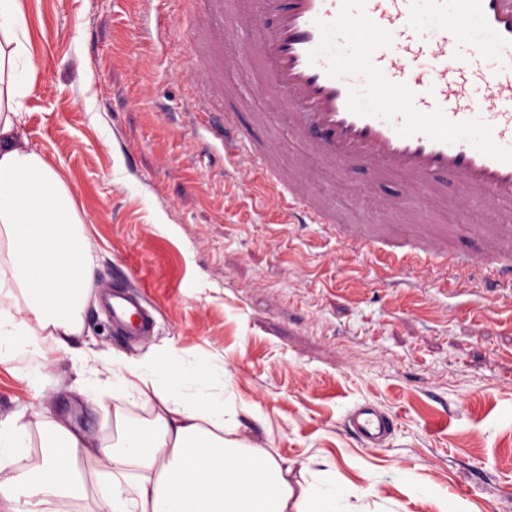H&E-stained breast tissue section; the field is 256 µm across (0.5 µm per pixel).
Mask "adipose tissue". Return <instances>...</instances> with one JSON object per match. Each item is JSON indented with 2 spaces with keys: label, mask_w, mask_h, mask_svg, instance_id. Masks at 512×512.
I'll use <instances>...</instances> for the list:
<instances>
[{
  "label": "adipose tissue",
  "mask_w": 512,
  "mask_h": 512,
  "mask_svg": "<svg viewBox=\"0 0 512 512\" xmlns=\"http://www.w3.org/2000/svg\"><path fill=\"white\" fill-rule=\"evenodd\" d=\"M25 23L21 0H0V297L23 293L19 311L0 309V366L35 352L31 326L50 330L59 351L82 366V390L96 406L100 370L112 394L151 406L143 425L125 417L112 446L94 445L70 428L50 425L49 453L21 471L0 497L14 512H42L43 504L80 483L83 455H102L109 479L98 491V512H355L356 492L332 465L310 471L299 485L263 446L237 439L251 407L238 400L224 361L175 349L139 356L122 353L90 366L74 346L93 288L87 241L71 187L45 157L19 139L22 103L38 67L17 32ZM38 353V352H35ZM47 359V352L38 353ZM142 471L126 482L130 464Z\"/></svg>",
  "instance_id": "adipose-tissue-1"
}]
</instances>
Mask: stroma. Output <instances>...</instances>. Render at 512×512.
<instances>
[{
    "mask_svg": "<svg viewBox=\"0 0 512 512\" xmlns=\"http://www.w3.org/2000/svg\"><path fill=\"white\" fill-rule=\"evenodd\" d=\"M39 66L19 133L63 176L84 221L94 288L79 343L90 356L166 347L223 357L240 400L254 406L239 439L287 460L293 479L328 463L379 512H438L399 473L457 496L463 512H512V288L474 277L456 289L440 275L389 268L384 253L422 231L459 253L482 246L492 219L512 225L444 178L426 207L400 180L350 165L329 187L343 223L283 224L256 174L225 160L183 111L195 80L173 72L206 33L169 0H22ZM249 88L238 125L281 169L307 161L261 62L228 70ZM372 243L349 250L351 237ZM142 279L156 326L112 332L99 295L125 273ZM68 356L0 367V419H20L28 446L0 482L39 460L49 423L78 427L94 444L118 437L126 416L149 420L127 398L92 408ZM369 402L396 416L385 447H365L344 426ZM68 512H96L100 456L83 457Z\"/></svg>",
    "mask_w": 512,
    "mask_h": 512,
    "instance_id": "35a3bbf8",
    "label": "stroma"
}]
</instances>
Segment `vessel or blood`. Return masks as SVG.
Here are the masks:
<instances>
[{
    "label": "vessel or blood",
    "mask_w": 512,
    "mask_h": 512,
    "mask_svg": "<svg viewBox=\"0 0 512 512\" xmlns=\"http://www.w3.org/2000/svg\"><path fill=\"white\" fill-rule=\"evenodd\" d=\"M193 22L207 33L195 60L200 78L187 107L217 112L245 89L224 87L209 62L224 43V0H201ZM261 35L281 109L321 166L284 174L260 144L218 112L214 130L225 158L255 170L274 186L292 224H337L335 209L313 187L335 180L337 163L352 160L398 176L425 203L444 192L439 176L460 181L473 196L512 207V0H280L274 24L239 28L241 40ZM391 266H444L459 278L481 267L512 284V226L494 227L489 244L463 255L441 252L428 237L405 242ZM112 322L129 334L153 330L154 315L136 278L105 295ZM370 445L382 446L396 419L371 404L347 415Z\"/></svg>",
    "instance_id": "1"
}]
</instances>
